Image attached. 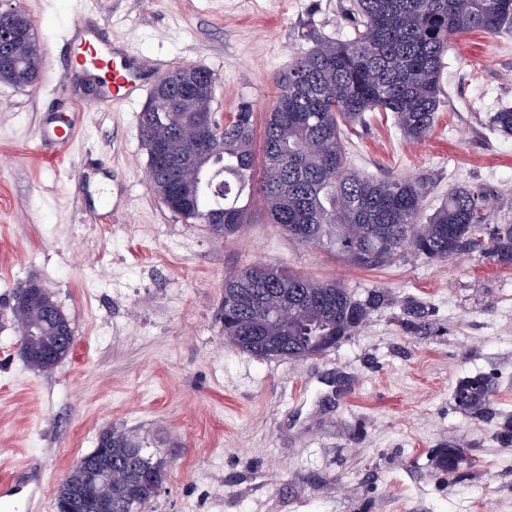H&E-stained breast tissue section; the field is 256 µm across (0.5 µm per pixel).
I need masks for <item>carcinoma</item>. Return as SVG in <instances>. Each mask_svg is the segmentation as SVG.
<instances>
[{
	"label": "carcinoma",
	"instance_id": "cac0c4a2",
	"mask_svg": "<svg viewBox=\"0 0 512 512\" xmlns=\"http://www.w3.org/2000/svg\"><path fill=\"white\" fill-rule=\"evenodd\" d=\"M352 37L324 41L297 52L274 78L275 105L265 118L260 151L249 104L223 123L220 141L208 156L209 180L190 203L172 208L187 224H205L216 235L233 237L247 223L244 201L263 197L270 223L301 243L327 246L347 262L382 267L413 253L434 261L475 254L512 266V222H494L500 197L490 188L456 186L448 201L426 216L429 182L404 177H369L349 167L344 133L368 112H389L402 137L420 141L435 128L442 94L443 58L454 37L482 32L497 35L512 28V0H353ZM177 92L150 99L141 113L140 135L146 151L156 142L192 147L195 127L171 125L166 110ZM488 126L512 136V109L491 114ZM176 174L163 165L148 166L155 190ZM387 295L372 291L355 298L336 281H318L285 267L259 263L224 281V340L258 357L304 360L327 353L311 346L314 336L353 335ZM53 296L38 299L23 289L14 295V325L22 332L20 353L31 370L46 373L57 362L38 354L54 344L57 331L47 319ZM404 328L428 326L419 308L408 310ZM32 327L38 335L23 331ZM492 393L488 378L469 377L453 390L458 408L481 414ZM107 447L72 468L57 488L87 486L95 469L112 464V483L98 490L112 495V512H140L153 496L135 488L142 470L161 466L139 440L124 431L101 434Z\"/></svg>",
	"mask_w": 512,
	"mask_h": 512
}]
</instances>
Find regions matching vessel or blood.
Here are the masks:
<instances>
[{"label":"vessel or blood","mask_w":512,"mask_h":512,"mask_svg":"<svg viewBox=\"0 0 512 512\" xmlns=\"http://www.w3.org/2000/svg\"><path fill=\"white\" fill-rule=\"evenodd\" d=\"M72 41L78 50L77 56L69 59L67 67L78 70L86 76L106 71L111 76L112 94L116 97L133 98L142 89L145 78L155 76L161 65L157 61L117 49L90 35L82 19H74L70 25ZM74 131L72 120L49 121L42 132L43 139L55 149H63L70 143Z\"/></svg>","instance_id":"obj_1"}]
</instances>
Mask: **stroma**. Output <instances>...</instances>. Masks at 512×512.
I'll use <instances>...</instances> for the list:
<instances>
[{
    "label": "stroma",
    "mask_w": 512,
    "mask_h": 512,
    "mask_svg": "<svg viewBox=\"0 0 512 512\" xmlns=\"http://www.w3.org/2000/svg\"><path fill=\"white\" fill-rule=\"evenodd\" d=\"M0 0L22 8L42 48L40 80H0V489L19 512H54V494L100 435L139 438L164 468L142 512H512V267L463 255L411 254L349 265L270 224L260 198L235 237L186 224L152 190L140 115L149 99L103 98L64 79L61 37L83 14L103 38L165 68L203 64L214 107L251 103L263 127L272 77L315 41L348 39L352 0ZM435 129L403 140L380 112L348 138L351 168L429 178L434 211L457 185L496 189L512 217V137L486 118L512 107V31L452 39ZM75 118L64 156L40 152L41 129ZM256 263L340 282L387 305L322 357L260 358L225 343L224 280ZM45 288L71 321L70 355L28 369L13 294ZM431 329L405 331L410 304ZM494 382L493 419L459 409V381ZM462 452L455 472L436 465Z\"/></svg>",
    "instance_id": "stroma-1"
}]
</instances>
